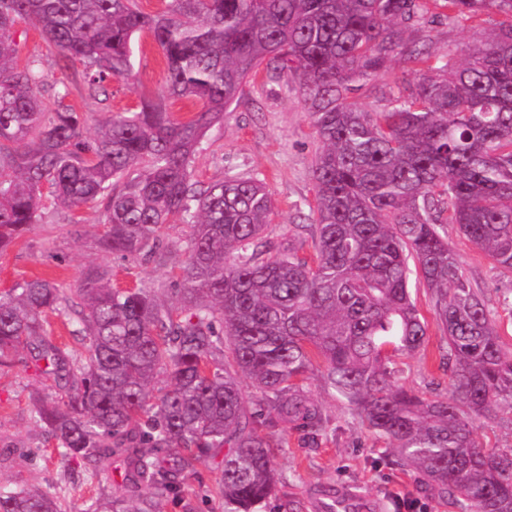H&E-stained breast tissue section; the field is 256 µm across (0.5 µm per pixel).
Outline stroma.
<instances>
[{"instance_id":"1","label":"stroma","mask_w":512,"mask_h":512,"mask_svg":"<svg viewBox=\"0 0 512 512\" xmlns=\"http://www.w3.org/2000/svg\"><path fill=\"white\" fill-rule=\"evenodd\" d=\"M474 31L470 23H451L440 16L424 26L409 28L407 38L428 43L434 57L444 61L468 45ZM16 38L23 54L41 57L51 80L82 84L81 66H62L36 28L19 24ZM135 52L134 77L112 82L109 96L75 93L69 97V104L83 114L88 133H95L112 113L136 110L142 97L163 92L167 74L157 46L144 35L137 40ZM318 147L298 86L269 79L261 72L250 80L223 122L208 130L193 175L205 184L230 175H258L275 204L268 228L270 240L277 242L295 235L307 238L311 235L314 205L312 166ZM102 218L103 207L99 204L77 211L46 204L39 223L31 225L0 256V291L26 280L45 278L55 282L73 304L80 300L83 272L91 264L106 267L113 285L119 288L143 283L165 294L177 288L184 262L179 246L182 223L166 225L163 239L169 259L159 267L100 249ZM444 233L465 276L499 315L501 334L512 336V317H505L502 307L504 295L512 292V278L501 275L456 225H445ZM413 296L427 322V336L418 351L401 357V382L427 398L444 396L450 389L443 362L446 334L434 314L431 292L420 286L414 288ZM42 368L27 349L20 350L13 366L0 367V480L41 487L60 499L65 512H84L88 498L98 491L97 484L87 480L92 463L60 460L53 441L46 438L32 416L35 397L52 398L57 392L53 378L43 374ZM306 388L327 416V438L321 447L307 448L297 435H289L286 447L278 449L274 458L279 474L277 492L261 505L260 512H286L292 500L301 504L303 512H317L316 502L331 488L350 490L362 503L360 512H451L446 499L424 487L415 469L388 465L387 440L328 389L318 372H309ZM223 460V454L218 453L199 461L182 493L160 500L161 512H224L213 494Z\"/></svg>"}]
</instances>
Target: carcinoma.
Masks as SVG:
<instances>
[{"label": "carcinoma", "mask_w": 512, "mask_h": 512, "mask_svg": "<svg viewBox=\"0 0 512 512\" xmlns=\"http://www.w3.org/2000/svg\"><path fill=\"white\" fill-rule=\"evenodd\" d=\"M0 0V254L38 223L44 196L73 210L103 204L101 245L163 265L161 229L187 227L179 288L168 300L143 286H111L91 269L71 306L63 349L47 334L62 311L45 279L0 292V366L27 347L66 399L33 403L63 458L94 474L123 462L108 512H159L196 462L224 448L217 494L225 512H256L274 495V449L288 431L308 448L327 437L307 373L385 437L394 462L461 512H512V449L488 450L477 421L512 408V343L471 287L439 232L455 224L495 268L512 274V0H443L447 18L501 20L464 57L432 63L407 28L433 17L431 0ZM37 27L58 56L84 67L96 94L129 80L146 34L165 59L162 95L114 112L89 135L16 26ZM399 59L414 83L380 111L355 97ZM261 68L298 85L320 148L313 257L266 235L274 201L263 180L210 186L192 164L208 129ZM191 99L186 119L170 102ZM434 295L446 335L450 391L424 398L400 382L397 360L420 349L427 325L412 275ZM262 394L248 409L238 375ZM169 378L155 390L157 379ZM0 512H62L49 493L0 483Z\"/></svg>", "instance_id": "obj_1"}]
</instances>
